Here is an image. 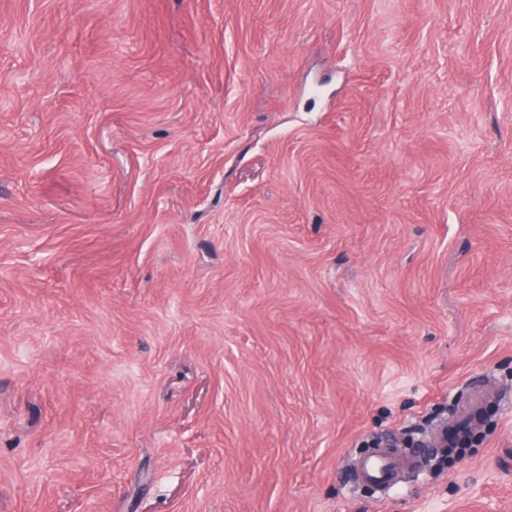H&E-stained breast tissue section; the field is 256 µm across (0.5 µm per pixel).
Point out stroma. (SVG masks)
Segmentation results:
<instances>
[{"label":"stroma","instance_id":"obj_1","mask_svg":"<svg viewBox=\"0 0 512 512\" xmlns=\"http://www.w3.org/2000/svg\"><path fill=\"white\" fill-rule=\"evenodd\" d=\"M0 512H512V0H0ZM426 450L412 451L407 455L389 450L358 460L353 468V481L379 487L384 493L394 490L399 475L405 470L417 469L425 458Z\"/></svg>","mask_w":512,"mask_h":512}]
</instances>
